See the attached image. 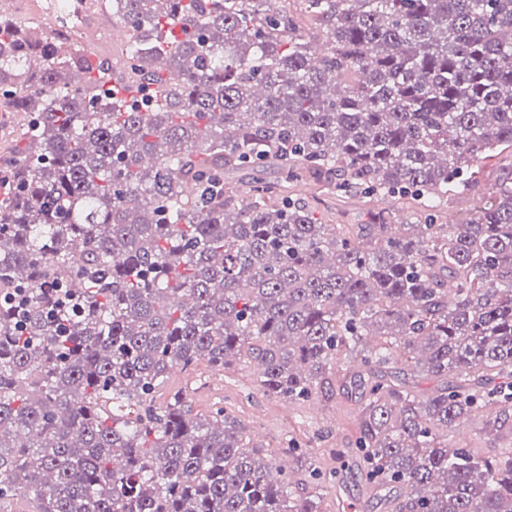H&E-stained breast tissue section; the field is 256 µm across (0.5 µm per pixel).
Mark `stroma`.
Segmentation results:
<instances>
[{"label": "stroma", "mask_w": 512, "mask_h": 512, "mask_svg": "<svg viewBox=\"0 0 512 512\" xmlns=\"http://www.w3.org/2000/svg\"><path fill=\"white\" fill-rule=\"evenodd\" d=\"M509 171H512V150L506 148L486 164L476 186L449 191L442 204L443 218L454 222L466 218L488 199L499 176ZM295 193L309 201L317 214L334 217L339 224H371L380 212L388 214L395 224L410 220L407 212L391 199L370 202L358 195L340 198L313 191L306 185L297 186ZM253 379L252 368L244 363L229 372L201 363L188 371L173 370L166 390L182 391L188 404L201 414L212 405L225 406L248 427L255 442L268 447L272 463L286 458L284 445L288 438L306 437L310 440L306 450L309 459L322 469L334 468L331 448L350 445L358 434L356 403L340 396L293 405L263 393L254 386ZM340 505L351 512H385L375 490L366 488L352 472L344 473L339 485H326L321 492L322 512H336Z\"/></svg>", "instance_id": "35a3bbf8"}]
</instances>
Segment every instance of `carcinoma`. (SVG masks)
Segmentation results:
<instances>
[{
  "label": "carcinoma",
  "instance_id": "obj_1",
  "mask_svg": "<svg viewBox=\"0 0 512 512\" xmlns=\"http://www.w3.org/2000/svg\"><path fill=\"white\" fill-rule=\"evenodd\" d=\"M112 0L131 95L56 29L0 18V100L30 113L0 168V500L37 512H321L248 428L156 395L247 362L291 403L360 395L356 448L391 512H512V171L459 224L430 211L512 149V0ZM325 34L320 58L303 32ZM183 72L179 84L165 74ZM273 165L243 196L224 175ZM397 196L392 231L325 224L285 188ZM389 364L456 382L431 397ZM480 419L479 423L474 425L472 422L466 426L456 429L448 437V443L453 446H467L473 448L474 451L481 455L492 456L498 454L502 448H510L512 446L511 432L506 428L500 434L499 438L493 443H485L475 437L476 428L481 427ZM476 427V428H475Z\"/></svg>",
  "mask_w": 512,
  "mask_h": 512
}]
</instances>
